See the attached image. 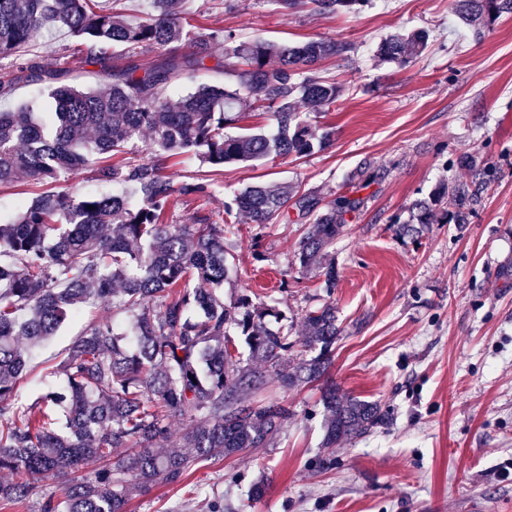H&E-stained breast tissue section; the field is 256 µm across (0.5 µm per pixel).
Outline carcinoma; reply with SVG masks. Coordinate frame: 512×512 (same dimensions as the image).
Here are the masks:
<instances>
[{"mask_svg": "<svg viewBox=\"0 0 512 512\" xmlns=\"http://www.w3.org/2000/svg\"><path fill=\"white\" fill-rule=\"evenodd\" d=\"M187 2L149 0L144 16L131 19L96 0H0V56L23 60L35 34L65 29L83 40L82 60L102 73L96 87L81 88L70 84L68 69L26 64L27 81L43 86L52 103L48 112L37 99L0 110V187L55 184L96 154L99 179L139 197L47 192L0 224L1 502L33 498L36 512H126L133 498L183 484L201 463L268 448L294 416L268 394L269 372L285 392L321 383L323 448L388 423L380 402L347 396L329 377L343 332L333 302L303 310L305 333L294 336L282 324L287 313L254 301L251 289L227 299L223 292L224 234L246 217L261 260L264 229L293 210L304 222L299 272L318 270L325 293H333L336 266L323 260L364 199L339 194L325 203L310 190L255 183L224 202L220 223L205 210L189 224L165 222L180 198L208 190L205 182L173 180L168 169L178 156L198 155L219 174L229 163L307 157L331 146L334 131L314 125L310 112L336 104L340 89L317 65L345 46L241 40L192 24ZM310 2L333 16L357 13L370 0ZM454 12L460 25L482 32L512 14V0H454ZM429 41L424 28L397 30L380 41L377 56L407 63ZM178 43L188 52L164 54L149 67L134 59L137 48ZM215 44L224 45L227 82L168 96L183 76L209 70ZM251 103L269 109L274 133L229 132ZM145 134L147 160L121 161ZM460 162L472 180L415 199L403 232L420 235L430 224H463L475 214L491 168L466 153ZM87 304L130 315L132 333L91 322L56 366L60 381L28 402L21 388L33 352ZM242 345L260 367L241 365ZM174 418L182 421L177 433ZM93 460L99 466L88 473ZM60 477L64 484L51 486Z\"/></svg>", "mask_w": 512, "mask_h": 512, "instance_id": "cac0c4a2", "label": "carcinoma"}]
</instances>
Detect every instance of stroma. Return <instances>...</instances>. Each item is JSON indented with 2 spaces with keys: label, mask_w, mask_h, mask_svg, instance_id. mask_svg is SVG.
Listing matches in <instances>:
<instances>
[{
  "label": "stroma",
  "mask_w": 512,
  "mask_h": 512,
  "mask_svg": "<svg viewBox=\"0 0 512 512\" xmlns=\"http://www.w3.org/2000/svg\"><path fill=\"white\" fill-rule=\"evenodd\" d=\"M454 0H375L359 13L324 16L303 4L282 14L271 0H192L201 24L238 38L279 42L331 39L346 47L323 60L322 74L343 93L316 123L335 132L331 148L307 159L209 172L195 157L173 166L176 182L204 181L205 196L183 199L169 215L188 223L193 212L224 215V201L255 182L288 183L334 198L356 171L365 207L336 244L332 299L343 328L331 377L349 395L384 405L387 426L333 450L334 470L316 469L322 438L319 384L284 393L294 412L278 443L202 463L182 485L159 486L131 500L127 512H512V15L473 35L458 27ZM426 27L433 41L405 66L378 62L376 46L396 29ZM74 38L36 35L29 62L72 69L77 84L94 85L96 68L80 63ZM8 82L0 109L39 96L17 62L0 57ZM478 154L496 175L469 223L433 224L422 238L396 235L392 218L438 182L470 180L458 157ZM299 222L271 225L263 260L249 249V226L226 234L232 280L262 300L294 313L320 294L318 273L296 275ZM100 306L83 311L39 348L24 385L37 398L55 383L53 368ZM267 479L263 499L246 500L249 483Z\"/></svg>",
  "instance_id": "obj_1"
}]
</instances>
